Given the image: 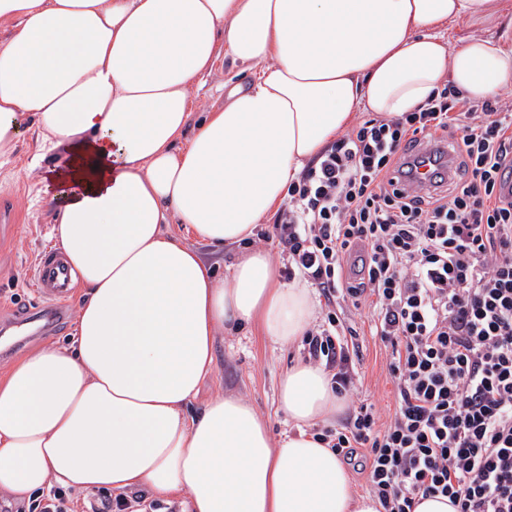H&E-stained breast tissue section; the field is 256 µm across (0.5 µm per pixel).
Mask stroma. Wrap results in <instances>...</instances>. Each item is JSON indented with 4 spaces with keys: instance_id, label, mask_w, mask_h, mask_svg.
Returning a JSON list of instances; mask_svg holds the SVG:
<instances>
[{
    "instance_id": "obj_1",
    "label": "stroma",
    "mask_w": 512,
    "mask_h": 512,
    "mask_svg": "<svg viewBox=\"0 0 512 512\" xmlns=\"http://www.w3.org/2000/svg\"><path fill=\"white\" fill-rule=\"evenodd\" d=\"M36 160V149L26 146L12 164L0 168V208L13 216L9 222L0 220V331L11 336L17 333L12 321L18 310L38 305L29 271L41 250L53 245L51 220L40 187L25 174ZM77 305V293H70L62 311L42 316L38 334L1 348L0 377L7 374L16 357L47 342L68 343L74 333ZM345 324L352 329L351 335L345 336V343L358 344L360 350L355 363L356 390L361 398L375 403L381 419H388L395 407L388 355L379 340L371 336L366 311L348 312ZM307 356L305 342L282 347L253 327L221 332L214 342V371L204 382L200 396L243 397L268 421L272 435L281 436L290 431L291 425L279 406L278 384L295 360Z\"/></svg>"
}]
</instances>
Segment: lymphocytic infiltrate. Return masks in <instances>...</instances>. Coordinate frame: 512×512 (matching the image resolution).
<instances>
[{"label": "lymphocytic infiltrate", "instance_id": "obj_1", "mask_svg": "<svg viewBox=\"0 0 512 512\" xmlns=\"http://www.w3.org/2000/svg\"><path fill=\"white\" fill-rule=\"evenodd\" d=\"M455 144L450 173L407 188L409 143ZM512 105H472L452 87L417 111L374 117L305 166L274 217L286 279L317 288L324 322L309 358L350 399L341 429L320 433L344 460L366 449L369 493L383 512L418 496L456 512H512ZM372 310L389 353L396 407L379 423L355 397L342 343L344 305Z\"/></svg>", "mask_w": 512, "mask_h": 512}]
</instances>
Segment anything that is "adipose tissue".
I'll list each match as a JSON object with an SVG mask.
<instances>
[{
	"label": "adipose tissue",
	"instance_id": "ef3b65f1",
	"mask_svg": "<svg viewBox=\"0 0 512 512\" xmlns=\"http://www.w3.org/2000/svg\"><path fill=\"white\" fill-rule=\"evenodd\" d=\"M492 17L496 37L442 34ZM222 61L255 76L225 81L223 105L201 108L195 90ZM447 83L474 104L512 84L500 0H0V165L26 136L55 153L41 192L81 292L70 343L0 381V492L26 503L56 484L181 495L185 512H380L309 431L344 411L323 367L300 360L280 379L294 425L281 441L233 395L188 414L218 330L253 324L288 347L315 314L268 251L221 278L198 247L252 238L357 112L399 117Z\"/></svg>",
	"mask_w": 512,
	"mask_h": 512
}]
</instances>
